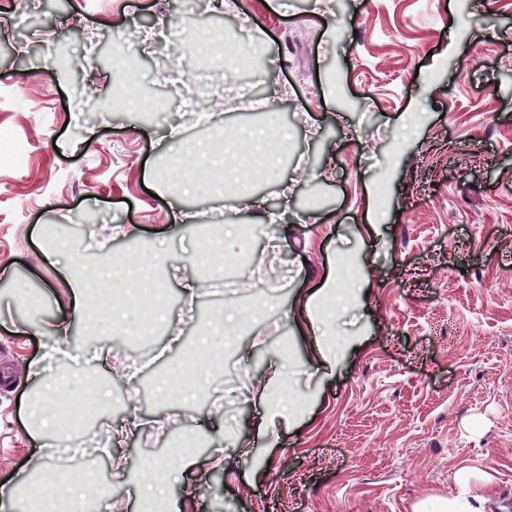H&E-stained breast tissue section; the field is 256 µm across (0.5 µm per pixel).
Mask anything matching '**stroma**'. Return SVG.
Instances as JSON below:
<instances>
[{"label":"stroma","instance_id":"1","mask_svg":"<svg viewBox=\"0 0 512 512\" xmlns=\"http://www.w3.org/2000/svg\"><path fill=\"white\" fill-rule=\"evenodd\" d=\"M468 2L464 12L459 0H197L190 10L182 0H0V132L29 147L23 168L0 167V268L13 274L0 279V371L10 372L0 485L25 479L28 457L93 462L108 448L122 462L100 478L112 512H135L141 472L175 436L199 431L223 454L224 480L203 492L192 472L178 476L170 494L182 512H423L478 482L489 512H512V0ZM188 23L240 42L232 74L172 72L169 55L183 51L174 33ZM116 34L142 59L162 121L135 108L103 114L111 79L101 56ZM69 36L81 59L61 72L52 47ZM269 122L290 135L279 178L180 194L172 160L184 143ZM88 212L94 223L76 225ZM233 218L249 228L247 265L188 301L189 256ZM119 224L139 226L137 248L162 252L166 310L186 344L203 308H261L193 403L142 400L143 384L183 356L152 361L166 325L144 351L122 335L88 342L83 323L64 341L17 331L20 312L6 300L15 286L41 293L40 317L67 310L47 231L90 263L127 246ZM343 258L360 290L337 314L336 369L319 375V333L289 311ZM92 346L112 349L91 367L111 378L121 406L70 441L30 432L28 364L45 361L47 377L63 379ZM279 356L302 407L267 435L255 380ZM133 413L143 421L127 436ZM214 414L223 429L200 430Z\"/></svg>","mask_w":512,"mask_h":512}]
</instances>
